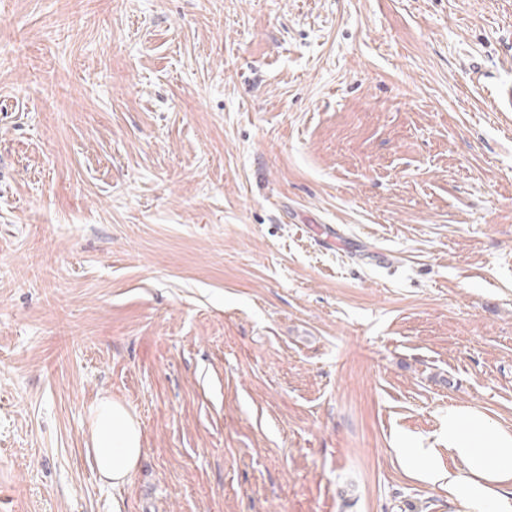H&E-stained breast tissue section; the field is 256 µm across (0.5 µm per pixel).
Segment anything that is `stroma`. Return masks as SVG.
<instances>
[{"mask_svg": "<svg viewBox=\"0 0 512 512\" xmlns=\"http://www.w3.org/2000/svg\"><path fill=\"white\" fill-rule=\"evenodd\" d=\"M510 83L512 0H0V512H450L397 451L512 430ZM89 420L88 449L99 476L112 484V489L120 488L129 482L141 460V424L121 402L109 397L91 407Z\"/></svg>", "mask_w": 512, "mask_h": 512, "instance_id": "1", "label": "stroma"}]
</instances>
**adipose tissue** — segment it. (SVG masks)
Returning <instances> with one entry per match:
<instances>
[{
	"label": "adipose tissue",
	"mask_w": 512,
	"mask_h": 512,
	"mask_svg": "<svg viewBox=\"0 0 512 512\" xmlns=\"http://www.w3.org/2000/svg\"><path fill=\"white\" fill-rule=\"evenodd\" d=\"M89 420L98 473L120 488L143 453L141 424L108 397L91 407ZM399 455L421 479L446 482L451 512H512V432L496 428L481 410L449 407L447 469L438 468L429 448H403Z\"/></svg>",
	"instance_id": "adipose-tissue-1"
}]
</instances>
